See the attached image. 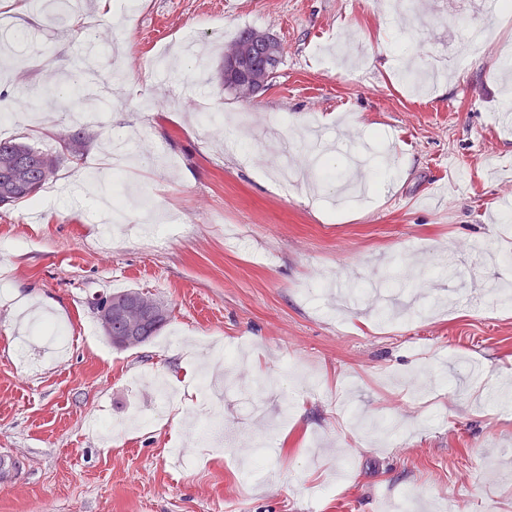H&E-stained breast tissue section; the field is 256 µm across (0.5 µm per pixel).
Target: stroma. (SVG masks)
Wrapping results in <instances>:
<instances>
[{
	"label": "stroma",
	"mask_w": 512,
	"mask_h": 512,
	"mask_svg": "<svg viewBox=\"0 0 512 512\" xmlns=\"http://www.w3.org/2000/svg\"><path fill=\"white\" fill-rule=\"evenodd\" d=\"M472 2L112 0L101 18L83 0L106 53L70 15L0 13L29 43L0 87L24 107L13 136L50 147L28 118L46 105L70 130L67 77L92 67L109 83L99 137L61 168L54 202L0 209V452L17 460L0 512H400L407 497L425 512H512V304L495 299L512 282V124L496 120L512 14L423 90L397 66L434 70L481 23ZM245 28L284 45L252 101L219 78ZM118 138L133 158L122 192L178 225L162 249L131 221L102 235L112 171L99 159ZM121 288L173 309L127 351L88 305ZM42 299L69 336L58 353L19 327ZM215 345L246 353L215 370L210 420L230 442L142 423L157 400L140 374L190 412L186 366ZM261 444L263 475L244 478Z\"/></svg>",
	"instance_id": "obj_1"
}]
</instances>
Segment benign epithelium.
Masks as SVG:
<instances>
[{
    "label": "benign epithelium",
    "mask_w": 512,
    "mask_h": 512,
    "mask_svg": "<svg viewBox=\"0 0 512 512\" xmlns=\"http://www.w3.org/2000/svg\"><path fill=\"white\" fill-rule=\"evenodd\" d=\"M259 52L278 60L283 55V44L278 37L254 29L245 39L229 45L224 51L222 81L235 89L241 99H252L269 86V73L254 64Z\"/></svg>",
    "instance_id": "benign-epithelium-1"
}]
</instances>
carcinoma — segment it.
I'll use <instances>...</instances> for the list:
<instances>
[{"label":"carcinoma","mask_w":512,"mask_h":512,"mask_svg":"<svg viewBox=\"0 0 512 512\" xmlns=\"http://www.w3.org/2000/svg\"><path fill=\"white\" fill-rule=\"evenodd\" d=\"M93 138L82 127L60 136V149H44L15 139H0V207L29 201L56 180L67 162L84 158L81 148ZM101 335L117 350L138 348L170 323L171 305L141 288H125L89 301Z\"/></svg>","instance_id":"1"}]
</instances>
